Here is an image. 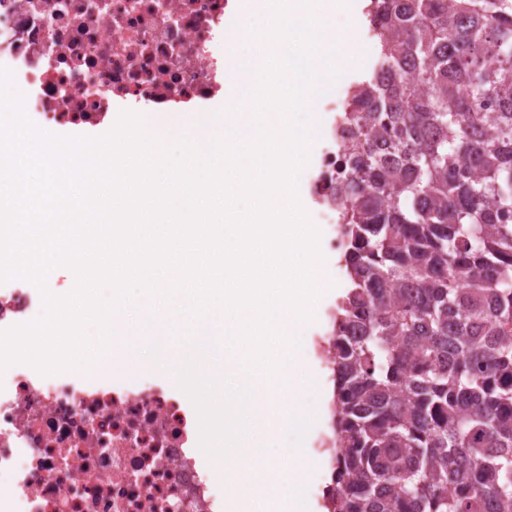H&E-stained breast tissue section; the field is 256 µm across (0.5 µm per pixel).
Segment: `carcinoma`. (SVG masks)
Returning <instances> with one entry per match:
<instances>
[{
  "label": "carcinoma",
  "mask_w": 512,
  "mask_h": 512,
  "mask_svg": "<svg viewBox=\"0 0 512 512\" xmlns=\"http://www.w3.org/2000/svg\"><path fill=\"white\" fill-rule=\"evenodd\" d=\"M372 0L337 203L330 512H512V0Z\"/></svg>",
  "instance_id": "cac0c4a2"
}]
</instances>
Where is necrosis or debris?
Masks as SVG:
<instances>
[{
    "label": "necrosis or debris",
    "mask_w": 512,
    "mask_h": 512,
    "mask_svg": "<svg viewBox=\"0 0 512 512\" xmlns=\"http://www.w3.org/2000/svg\"><path fill=\"white\" fill-rule=\"evenodd\" d=\"M231 0H0V66L32 122L52 134L112 120L118 106L194 111L224 94ZM309 184L315 223L337 251L327 201L346 143L335 124ZM27 283H0V331L41 315ZM0 512H224L214 465L198 447L192 403L141 365L85 377L0 371Z\"/></svg>",
    "instance_id": "1"
}]
</instances>
